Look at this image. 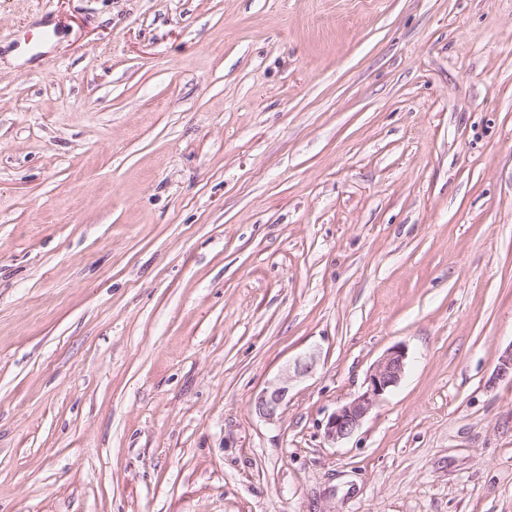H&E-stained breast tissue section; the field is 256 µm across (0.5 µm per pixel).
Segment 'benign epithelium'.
Here are the masks:
<instances>
[{
  "instance_id": "benign-epithelium-1",
  "label": "benign epithelium",
  "mask_w": 512,
  "mask_h": 512,
  "mask_svg": "<svg viewBox=\"0 0 512 512\" xmlns=\"http://www.w3.org/2000/svg\"><path fill=\"white\" fill-rule=\"evenodd\" d=\"M407 351L396 345L369 369L363 392L339 406L327 419L324 436L336 444L350 438L384 395L397 387L405 375ZM316 364L311 354L295 361L293 371L286 372L280 382L264 389L255 399L256 412L269 422L276 421L287 399L289 382L312 371Z\"/></svg>"
}]
</instances>
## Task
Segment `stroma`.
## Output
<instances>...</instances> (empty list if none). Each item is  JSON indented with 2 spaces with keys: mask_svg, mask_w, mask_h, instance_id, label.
<instances>
[{
  "mask_svg": "<svg viewBox=\"0 0 512 512\" xmlns=\"http://www.w3.org/2000/svg\"><path fill=\"white\" fill-rule=\"evenodd\" d=\"M511 345L512 0H0V512H512ZM407 351L401 345L387 350L369 369L363 392L339 406L327 419L324 436L336 444L350 438L384 395L405 375ZM315 364L316 357L314 354L296 360L293 366L292 375L290 368H288L285 376H283L280 382L267 387L256 397V412L265 420L275 422L279 418L283 405L287 399L289 382L293 378H298L311 372Z\"/></svg>",
  "mask_w": 512,
  "mask_h": 512,
  "instance_id": "stroma-1",
  "label": "stroma"
}]
</instances>
